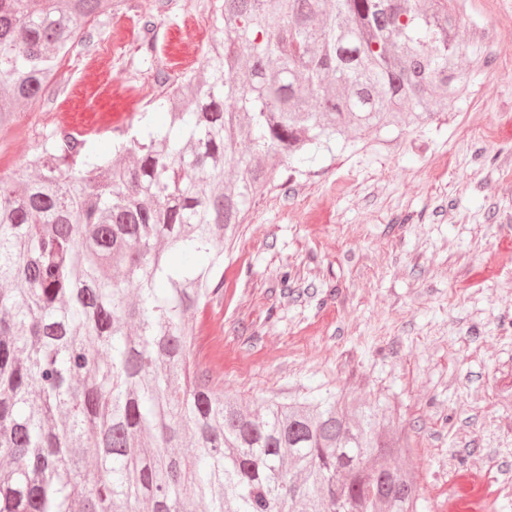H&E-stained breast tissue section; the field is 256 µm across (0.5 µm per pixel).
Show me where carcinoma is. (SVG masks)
I'll return each instance as SVG.
<instances>
[{"label":"carcinoma","instance_id":"obj_1","mask_svg":"<svg viewBox=\"0 0 512 512\" xmlns=\"http://www.w3.org/2000/svg\"><path fill=\"white\" fill-rule=\"evenodd\" d=\"M170 121L41 135L0 178V512H418L384 404L244 403L190 315L275 166L424 124L468 74L452 0H223ZM112 0H0V131Z\"/></svg>","mask_w":512,"mask_h":512}]
</instances>
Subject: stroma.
Returning <instances> with one entry per match:
<instances>
[{
    "instance_id": "1",
    "label": "stroma",
    "mask_w": 512,
    "mask_h": 512,
    "mask_svg": "<svg viewBox=\"0 0 512 512\" xmlns=\"http://www.w3.org/2000/svg\"><path fill=\"white\" fill-rule=\"evenodd\" d=\"M457 12L469 86L455 108L278 172L224 252L223 298L191 322L227 396L384 401L419 512H448L465 473L512 512V0ZM221 39L217 0H112L108 28L82 25L0 133V176L59 121L96 149L140 113L162 121L159 95ZM101 47L113 93L73 96Z\"/></svg>"
}]
</instances>
